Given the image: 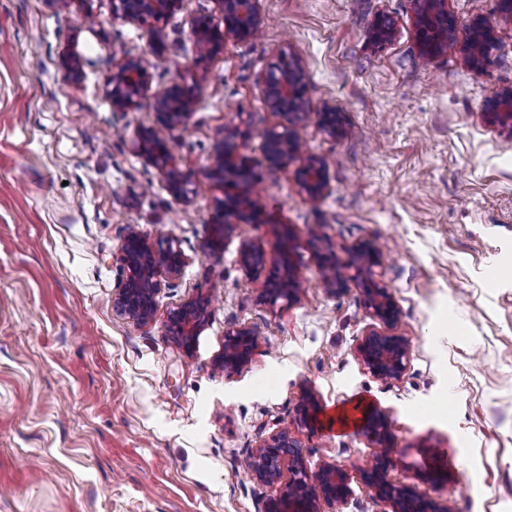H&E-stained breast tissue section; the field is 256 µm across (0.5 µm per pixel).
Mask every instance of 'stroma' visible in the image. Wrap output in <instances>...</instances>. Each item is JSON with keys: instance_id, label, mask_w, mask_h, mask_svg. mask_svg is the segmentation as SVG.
Wrapping results in <instances>:
<instances>
[{"instance_id": "stroma-1", "label": "stroma", "mask_w": 512, "mask_h": 512, "mask_svg": "<svg viewBox=\"0 0 512 512\" xmlns=\"http://www.w3.org/2000/svg\"><path fill=\"white\" fill-rule=\"evenodd\" d=\"M262 29L199 48L194 21L222 26L217 0H182L156 35L113 17L110 0H0V512H262L278 487L252 481L248 451L280 430L309 471L355 474L372 450L355 424L297 425L303 389L326 416L363 401L393 421L397 484L450 512H512V137L484 117L512 86V14L499 0H447L457 48L422 57L414 0H260ZM393 37L371 41L377 16ZM496 44L483 69L460 51L472 20ZM125 57L148 84L138 107L114 110L105 83ZM306 78L311 117L302 153L324 157L329 188L302 189L297 164L271 168L264 77L281 62ZM193 89L198 105L171 150L192 172L189 203L134 146L156 96ZM343 117L337 134L322 105ZM233 133L250 159L258 221L208 247L222 181L207 173ZM171 244L187 264L162 279L153 325L118 316L129 229ZM264 251L259 272L242 243ZM380 250L371 277L398 310L387 328L359 279L326 292L322 256L347 264ZM289 257L297 301L269 302L262 281ZM209 317L192 352L167 334L198 295ZM260 332L248 368L215 366L227 329ZM404 336L403 378L385 382L357 347L370 331ZM444 468L447 482L421 481Z\"/></svg>"}]
</instances>
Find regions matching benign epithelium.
I'll return each mask as SVG.
<instances>
[{"label":"benign epithelium","mask_w":512,"mask_h":512,"mask_svg":"<svg viewBox=\"0 0 512 512\" xmlns=\"http://www.w3.org/2000/svg\"><path fill=\"white\" fill-rule=\"evenodd\" d=\"M111 2L112 15L154 33L155 23L179 7L182 0ZM218 2L224 14V34L244 39L260 30L263 17L259 0ZM416 2L421 53L432 56L453 46L452 23L444 10L445 0ZM470 28L471 39L461 51L469 65L479 67L485 56L477 53L474 45H492L495 41L494 29L481 18L472 21ZM193 34L196 44L210 51H217L222 45L223 34L205 23L195 24ZM147 82V69L141 61L127 58L118 64L106 82L113 109L126 112L137 108ZM266 86L267 102L272 111L282 118V122L278 128L265 134L264 157L268 166L278 167L297 158L295 143L298 130L308 118V113L297 109L304 93L303 74L284 61L268 72ZM196 101L197 96L192 91L180 85L171 86L156 98L154 124L137 132L138 152L160 169L173 197L185 203L189 201L191 175L182 171L164 135L184 124ZM486 115L512 136V87L494 92ZM245 172L244 163L236 155L234 146L227 140L220 142L210 175L224 173L241 176ZM298 177L302 188L312 198L322 195L329 186L327 164L316 156L301 160ZM218 206L224 210V223L214 225V246L228 236L234 225L251 224L257 219L255 203L248 195L221 200ZM355 255L356 262L352 266L364 281L367 308L384 324L395 325L398 315L391 296L371 278V269L377 263L374 251L363 245L355 250ZM118 261L126 276L113 300L114 310L140 326L153 324L161 278L180 275L186 264L185 257L172 245H152L132 230L125 238ZM240 261L244 267L256 270L264 263L263 250L254 242H245L240 248ZM328 267V258H321L323 285L327 292L338 294L344 290L347 279L331 274ZM262 291L273 304L280 299L289 303L296 301L300 284L293 264L285 261L281 273L263 282ZM208 306L209 299L200 295L184 303L171 315L166 331L173 335L183 350H192L200 329L207 321ZM224 336V352L217 359L216 366L224 371L225 376L231 377L252 362L259 334L253 327L243 325L225 331ZM358 353L374 377L396 382L403 377L407 368L410 348L408 341L400 335L373 330L359 344ZM320 413L321 406L315 394L308 388L303 389L297 409L300 426L315 431ZM362 433L370 442L373 453L371 464L360 469L361 480L372 498L387 505L386 512H448V507L419 493L416 486L395 484L389 479V471L395 466V460L392 419L387 411L370 407L365 415ZM244 466L256 483L281 487L278 495L266 499L263 512H322V505L342 508L351 497L350 474L332 463H325L318 471L309 472L300 452L299 441L287 429L263 440L245 460Z\"/></svg>","instance_id":"7a95c632"}]
</instances>
